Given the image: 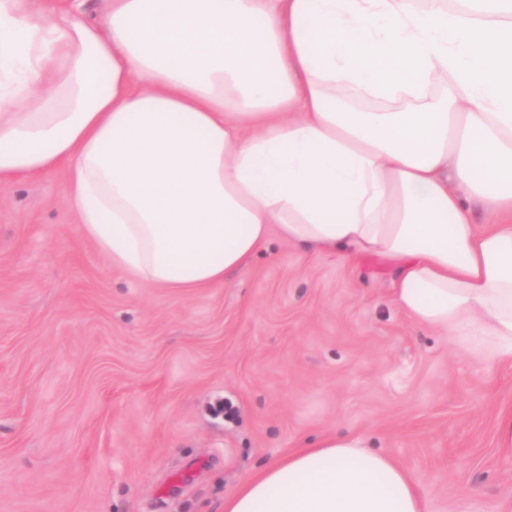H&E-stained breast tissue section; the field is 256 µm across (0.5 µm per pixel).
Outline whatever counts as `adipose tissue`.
<instances>
[{
    "label": "adipose tissue",
    "mask_w": 512,
    "mask_h": 512,
    "mask_svg": "<svg viewBox=\"0 0 512 512\" xmlns=\"http://www.w3.org/2000/svg\"><path fill=\"white\" fill-rule=\"evenodd\" d=\"M0 0V185L64 171L112 265L223 283L271 233L395 271L392 303L512 363V0ZM490 216L476 224L474 207ZM224 512H426L360 434L251 474Z\"/></svg>",
    "instance_id": "1"
}]
</instances>
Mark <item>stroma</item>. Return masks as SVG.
I'll return each mask as SVG.
<instances>
[{"label":"stroma","mask_w":512,"mask_h":512,"mask_svg":"<svg viewBox=\"0 0 512 512\" xmlns=\"http://www.w3.org/2000/svg\"><path fill=\"white\" fill-rule=\"evenodd\" d=\"M67 196L61 171L0 186V512H224L256 469L347 432L427 512H512V364L395 308L387 261L275 235L222 285L160 288L109 267ZM498 448L512 455V409H503L496 418Z\"/></svg>","instance_id":"35a3bbf8"}]
</instances>
